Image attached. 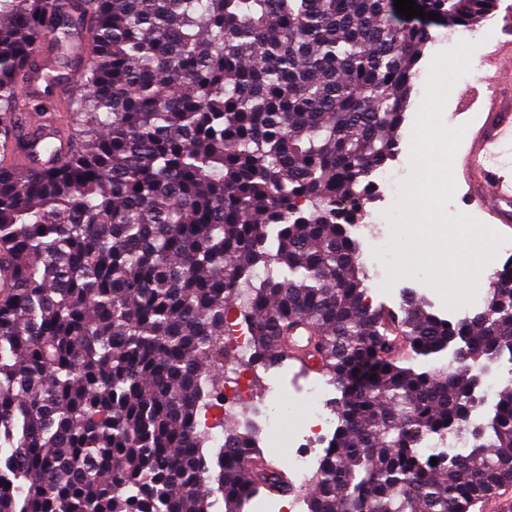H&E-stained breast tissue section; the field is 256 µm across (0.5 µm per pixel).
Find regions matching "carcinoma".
<instances>
[{
    "mask_svg": "<svg viewBox=\"0 0 512 512\" xmlns=\"http://www.w3.org/2000/svg\"><path fill=\"white\" fill-rule=\"evenodd\" d=\"M499 0H0V153L36 52L73 23L89 41L70 83L74 150L36 170L0 160V512H242L299 493L249 422L208 447L213 373L285 359L297 317L337 384L336 427L308 512H468L512 482V386L473 420L471 368L512 362V263L492 313L454 321L409 296L366 302L350 227L400 135L432 25L472 29ZM417 358L457 341L437 371ZM466 448L421 452L435 437ZM291 496H267L263 490H260L257 494L253 495L250 501L244 506V512L255 510V506L260 503L275 502V501H288V508L281 506L280 509L285 508L289 512H306L304 510L305 502L301 497ZM292 498V499H291ZM290 499V500H288Z\"/></svg>",
    "mask_w": 512,
    "mask_h": 512,
    "instance_id": "cac0c4a2",
    "label": "carcinoma"
}]
</instances>
